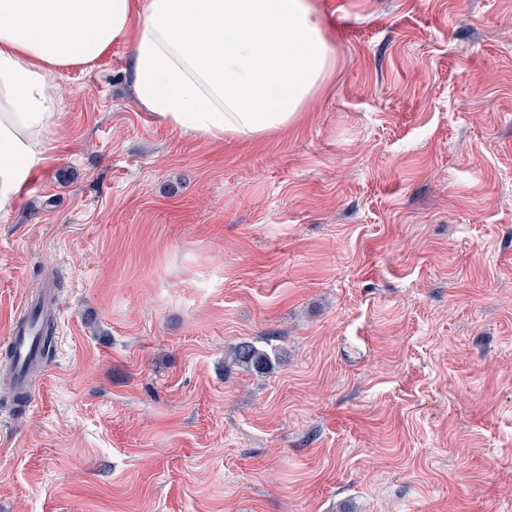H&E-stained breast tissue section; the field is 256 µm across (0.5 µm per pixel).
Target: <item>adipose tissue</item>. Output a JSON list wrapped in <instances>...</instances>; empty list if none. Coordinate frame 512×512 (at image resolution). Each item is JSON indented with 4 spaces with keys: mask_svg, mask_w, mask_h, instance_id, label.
<instances>
[{
    "mask_svg": "<svg viewBox=\"0 0 512 512\" xmlns=\"http://www.w3.org/2000/svg\"><path fill=\"white\" fill-rule=\"evenodd\" d=\"M132 46L139 104L208 139L292 124L333 67L307 0H0V217L48 160L60 68Z\"/></svg>",
    "mask_w": 512,
    "mask_h": 512,
    "instance_id": "obj_1",
    "label": "adipose tissue"
}]
</instances>
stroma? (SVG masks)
<instances>
[{
  "label": "stroma",
  "instance_id": "obj_1",
  "mask_svg": "<svg viewBox=\"0 0 512 512\" xmlns=\"http://www.w3.org/2000/svg\"><path fill=\"white\" fill-rule=\"evenodd\" d=\"M311 2L332 71L255 139L145 112L126 43L58 75L0 222V355L56 296L0 512H512V0ZM231 363L244 371L256 375L270 373L274 369L275 354L257 346L251 341L234 344L229 352Z\"/></svg>",
  "mask_w": 512,
  "mask_h": 512
}]
</instances>
